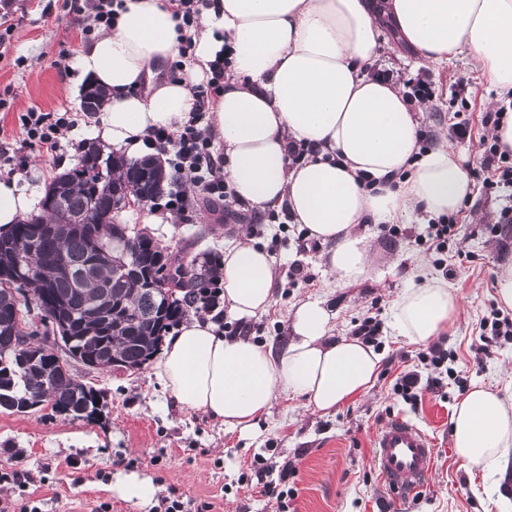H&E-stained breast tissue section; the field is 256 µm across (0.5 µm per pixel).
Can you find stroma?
<instances>
[{"mask_svg": "<svg viewBox=\"0 0 512 512\" xmlns=\"http://www.w3.org/2000/svg\"><path fill=\"white\" fill-rule=\"evenodd\" d=\"M89 12L67 13L60 0H0V29L11 33L0 45V138L20 135V117L29 109L69 111L77 122L62 135L60 146L48 152L23 148L28 160L19 185L42 200L55 176L73 167L79 147L93 136V117L81 108L75 91L77 72L72 59L87 39ZM369 74L392 75L405 85L426 75L436 97L420 118L429 145L447 139L460 152L473 182V192L458 215L457 247L462 257H451L452 276L435 264L436 255L415 242L421 228L409 218L395 237L379 225L362 224L373 266L370 277L350 285L335 284L320 264L325 245L304 248L305 232L288 223L283 211L263 212L259 220L225 223L223 208L212 209L199 188H191L195 210L191 218L149 222L157 211L153 203L124 209L121 223L148 228L169 249H187L196 255L223 253L239 231L272 257L277 282L275 302L261 316L246 320L222 312L225 335L246 325L254 342L281 345L286 341V319L300 299L324 300L333 314L331 334L351 336L356 324L373 317L380 324L383 354L372 386L360 396L324 413L302 398L276 399L245 435L224 427L208 415L181 407L156 379L152 365L135 373L114 370L73 371L84 383L101 389L104 408L95 419L46 418L42 411L25 415L0 413V452L21 453L22 466L36 477L30 498L40 512H95L103 503L110 512H157L141 508L112 492L117 472L150 477L161 495L177 490L184 512H196L208 502L212 512H512V459L504 473L473 470L456 457L451 442L455 406L473 385L497 390L512 403V339L489 337V358L477 360L481 322L500 304L496 295L499 271L512 264V223L501 221L512 197L504 191L483 189L479 139L481 120L489 107L488 82L465 55L438 65H416L410 51L387 34ZM469 119L472 136L459 139L456 126ZM498 233H489L490 225ZM300 264L309 280L292 282V264ZM446 279L459 297V307L442 338L450 354L447 368L421 361L428 347L397 336L392 308L397 297L423 279ZM418 371L423 385L416 401L396 393L401 372ZM404 417L427 434L435 448L433 473L414 500L393 504L376 464L374 440L389 420ZM264 458V471L252 470L254 457ZM289 465L288 486L293 495L287 508L261 494L259 486L277 482L282 465Z\"/></svg>", "mask_w": 512, "mask_h": 512, "instance_id": "35a3bbf8", "label": "stroma"}]
</instances>
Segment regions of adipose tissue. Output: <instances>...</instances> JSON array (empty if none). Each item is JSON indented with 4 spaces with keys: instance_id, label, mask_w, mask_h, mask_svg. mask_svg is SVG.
I'll list each match as a JSON object with an SVG mask.
<instances>
[{
    "instance_id": "obj_1",
    "label": "adipose tissue",
    "mask_w": 512,
    "mask_h": 512,
    "mask_svg": "<svg viewBox=\"0 0 512 512\" xmlns=\"http://www.w3.org/2000/svg\"><path fill=\"white\" fill-rule=\"evenodd\" d=\"M174 0H124L110 29L75 59L80 77L106 87L98 116L106 143L137 148L155 128L178 131L193 110V84L225 51L231 64L212 106L207 134L223 148L224 179L255 211L286 208L308 237L327 244L323 266L336 284L371 273L365 222L393 224L411 213L453 214L473 185L449 143L422 149L419 116L402 87L369 75L385 31L419 63L467 54L498 90L512 91V0H211L190 33L195 62L168 79L162 65L182 44ZM313 146L290 165L292 146ZM16 179L0 180V233L29 213ZM224 301L239 317L274 303L272 259L241 239L222 259ZM458 308L439 279L404 290L392 310L399 336L434 340ZM332 315L316 298L299 300L284 348L225 335L193 317L166 337L156 375L182 407L252 433L280 396L306 397L328 412L364 393L381 355L355 338L333 339ZM451 439L459 460L504 470L512 453V404L473 386L456 405Z\"/></svg>"
}]
</instances>
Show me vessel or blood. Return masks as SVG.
Wrapping results in <instances>:
<instances>
[{"instance_id":"b4317fda","label":"vessel or blood","mask_w":512,"mask_h":512,"mask_svg":"<svg viewBox=\"0 0 512 512\" xmlns=\"http://www.w3.org/2000/svg\"><path fill=\"white\" fill-rule=\"evenodd\" d=\"M381 478L394 502L407 501L427 484L434 450L429 437L410 421H388L375 438Z\"/></svg>"}]
</instances>
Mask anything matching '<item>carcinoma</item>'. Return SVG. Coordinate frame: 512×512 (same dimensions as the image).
Returning a JSON list of instances; mask_svg holds the SVG:
<instances>
[{
	"instance_id": "obj_1",
	"label": "carcinoma",
	"mask_w": 512,
	"mask_h": 512,
	"mask_svg": "<svg viewBox=\"0 0 512 512\" xmlns=\"http://www.w3.org/2000/svg\"><path fill=\"white\" fill-rule=\"evenodd\" d=\"M104 98L103 90L89 88L83 110L98 111ZM105 150L82 144L76 166L46 191L48 198L60 197L62 207L44 206L12 225L10 236L25 253L22 272L12 254L0 253V272L9 283L0 285V412L27 413L39 402L51 416L90 420L101 414V392L48 360V335L22 329L16 294L44 305L53 318L74 317L69 349L97 369H112L118 357L136 371L158 352L163 333L203 311L200 296L215 287L219 258L211 254L198 265L179 249L166 253L160 270L168 287L185 289L181 299L167 305L161 290L145 288L139 273L163 248L148 233L119 223L112 200L126 187L150 201L162 193L167 173L155 158L104 157ZM98 160L100 172L89 166Z\"/></svg>"
}]
</instances>
